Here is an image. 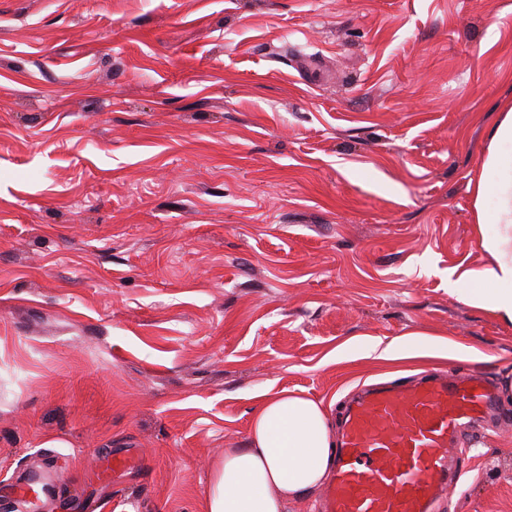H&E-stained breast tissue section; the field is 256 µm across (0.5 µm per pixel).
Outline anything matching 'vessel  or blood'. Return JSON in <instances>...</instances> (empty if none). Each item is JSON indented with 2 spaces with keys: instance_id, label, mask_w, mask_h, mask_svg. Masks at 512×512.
Here are the masks:
<instances>
[{
  "instance_id": "obj_1",
  "label": "vessel or blood",
  "mask_w": 512,
  "mask_h": 512,
  "mask_svg": "<svg viewBox=\"0 0 512 512\" xmlns=\"http://www.w3.org/2000/svg\"><path fill=\"white\" fill-rule=\"evenodd\" d=\"M495 388L475 376L363 390L348 406L326 512H432L453 478L462 420L484 413Z\"/></svg>"
}]
</instances>
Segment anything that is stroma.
Returning a JSON list of instances; mask_svg holds the SVG:
<instances>
[{
  "mask_svg": "<svg viewBox=\"0 0 512 512\" xmlns=\"http://www.w3.org/2000/svg\"><path fill=\"white\" fill-rule=\"evenodd\" d=\"M511 103L506 0H0V486L204 512L261 393L336 440L365 386L476 367L434 512H512V324L451 287Z\"/></svg>",
  "mask_w": 512,
  "mask_h": 512,
  "instance_id": "stroma-1",
  "label": "stroma"
}]
</instances>
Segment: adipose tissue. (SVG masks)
Returning a JSON list of instances; mask_svg holds the SVG:
<instances>
[{"mask_svg":"<svg viewBox=\"0 0 512 512\" xmlns=\"http://www.w3.org/2000/svg\"><path fill=\"white\" fill-rule=\"evenodd\" d=\"M478 194L494 199L495 230L479 245L483 268L462 274V300L512 323V107L491 134ZM335 444L322 402L288 391L268 395L250 421V442L228 448L207 494L206 512H287L307 501L333 471Z\"/></svg>","mask_w":512,"mask_h":512,"instance_id":"1","label":"adipose tissue"}]
</instances>
